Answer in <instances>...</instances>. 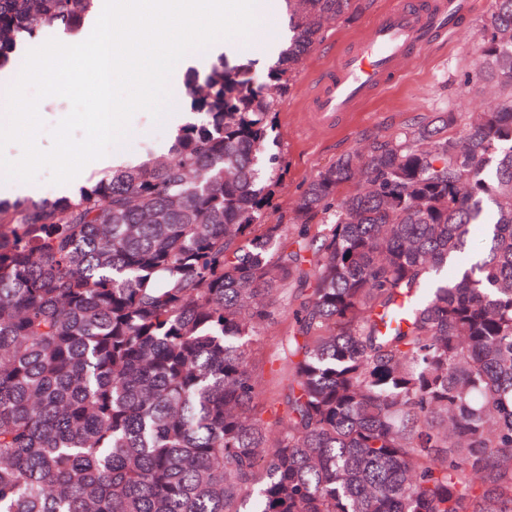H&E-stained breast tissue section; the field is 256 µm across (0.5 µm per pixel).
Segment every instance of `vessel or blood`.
<instances>
[{
	"mask_svg": "<svg viewBox=\"0 0 512 512\" xmlns=\"http://www.w3.org/2000/svg\"><path fill=\"white\" fill-rule=\"evenodd\" d=\"M465 9V0H401L381 13L366 35L343 49L319 75L309 99L312 123L333 130L395 79L437 35L458 32Z\"/></svg>",
	"mask_w": 512,
	"mask_h": 512,
	"instance_id": "1",
	"label": "vessel or blood"
}]
</instances>
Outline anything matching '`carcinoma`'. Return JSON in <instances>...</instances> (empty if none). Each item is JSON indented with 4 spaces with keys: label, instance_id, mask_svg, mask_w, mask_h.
Returning <instances> with one entry per match:
<instances>
[{
    "label": "carcinoma",
    "instance_id": "obj_1",
    "mask_svg": "<svg viewBox=\"0 0 512 512\" xmlns=\"http://www.w3.org/2000/svg\"><path fill=\"white\" fill-rule=\"evenodd\" d=\"M95 2L0 0V67ZM279 2L265 82L187 76L172 158L0 201V512H512V0L465 76L494 107L367 139L268 224L283 97L369 6Z\"/></svg>",
    "mask_w": 512,
    "mask_h": 512
}]
</instances>
